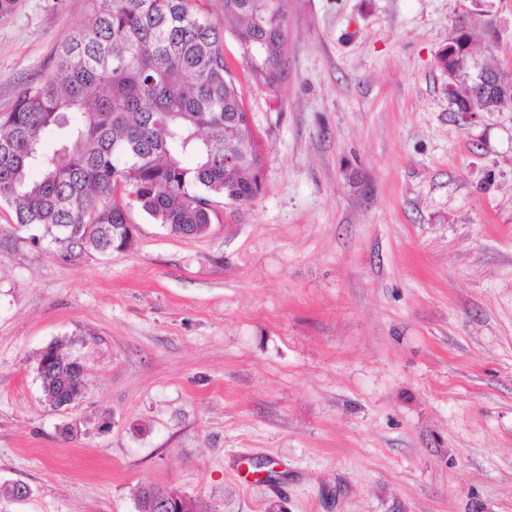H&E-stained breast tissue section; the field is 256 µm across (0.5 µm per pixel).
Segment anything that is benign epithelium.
<instances>
[{"mask_svg":"<svg viewBox=\"0 0 512 512\" xmlns=\"http://www.w3.org/2000/svg\"><path fill=\"white\" fill-rule=\"evenodd\" d=\"M448 99L458 112H501L512 107V74L500 69L470 73L473 54L467 30L448 31ZM143 512H195V499L175 488L153 495Z\"/></svg>","mask_w":512,"mask_h":512,"instance_id":"7a95c632","label":"benign epithelium"}]
</instances>
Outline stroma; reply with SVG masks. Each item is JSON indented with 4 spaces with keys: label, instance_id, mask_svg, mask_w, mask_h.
<instances>
[{
    "label": "stroma",
    "instance_id": "1",
    "mask_svg": "<svg viewBox=\"0 0 512 512\" xmlns=\"http://www.w3.org/2000/svg\"><path fill=\"white\" fill-rule=\"evenodd\" d=\"M94 7L0 14V112ZM462 20L512 71V0H288L277 91L222 44L257 199L196 237L132 210L109 254L0 249V512H137L148 484L204 512H512V111L449 104ZM55 343L88 384L67 408ZM48 362L52 364L45 367ZM37 369L42 390L53 407L69 406L62 404L64 395L84 394L87 381L83 367L62 354L58 345L51 344L41 352Z\"/></svg>",
    "mask_w": 512,
    "mask_h": 512
}]
</instances>
